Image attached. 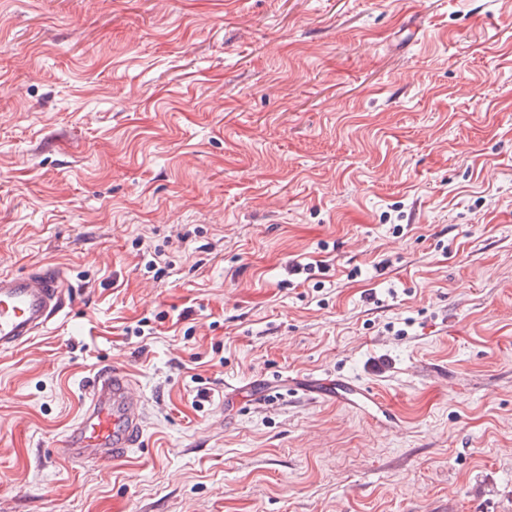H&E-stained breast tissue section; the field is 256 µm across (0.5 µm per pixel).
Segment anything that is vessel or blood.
Returning <instances> with one entry per match:
<instances>
[{"instance_id": "1", "label": "vessel or blood", "mask_w": 512, "mask_h": 512, "mask_svg": "<svg viewBox=\"0 0 512 512\" xmlns=\"http://www.w3.org/2000/svg\"><path fill=\"white\" fill-rule=\"evenodd\" d=\"M71 300L54 268L36 273H0V350L15 349L59 319ZM134 382L121 368L95 373L88 386L89 404L80 422L62 439V453L82 463H99L127 454L144 432L145 413ZM358 397L373 405L375 397L367 388L338 384L336 402Z\"/></svg>"}]
</instances>
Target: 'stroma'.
<instances>
[{
	"label": "stroma",
	"instance_id": "stroma-1",
	"mask_svg": "<svg viewBox=\"0 0 512 512\" xmlns=\"http://www.w3.org/2000/svg\"><path fill=\"white\" fill-rule=\"evenodd\" d=\"M45 266L0 512H512V0H0V273ZM111 366L143 442L71 462ZM332 398L336 403L344 401H351V396H358L363 406H370L375 404V397L371 391L365 387L353 386L348 383L342 382L336 385L335 392H332Z\"/></svg>",
	"mask_w": 512,
	"mask_h": 512
}]
</instances>
